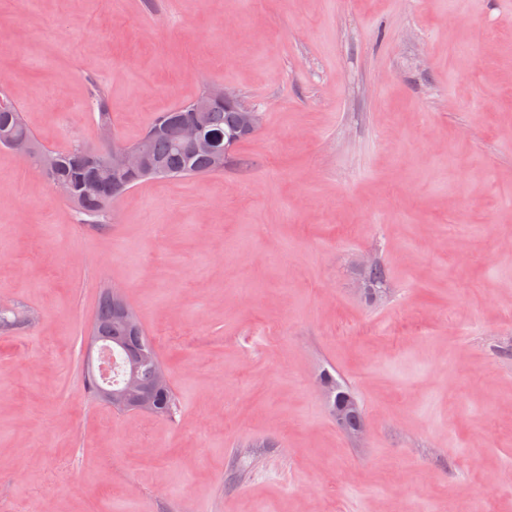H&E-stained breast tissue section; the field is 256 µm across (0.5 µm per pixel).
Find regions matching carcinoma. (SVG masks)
I'll return each mask as SVG.
<instances>
[{
	"mask_svg": "<svg viewBox=\"0 0 512 512\" xmlns=\"http://www.w3.org/2000/svg\"><path fill=\"white\" fill-rule=\"evenodd\" d=\"M89 101L97 114L98 128L112 130V117L107 104V91L102 85L90 84ZM186 103L159 113L145 132L129 146L147 144L153 172L112 174L97 151L75 145L65 152H56L44 146L29 129L21 112L12 100L0 90V147L11 148L9 139L24 140L40 156H48L54 167L48 172L51 183L69 186L71 203L78 220L102 228L112 223V203L134 186L157 178H184L204 176L224 170V164L214 162L219 155L230 160L236 145L245 140L238 129V113L224 104L213 105L202 115L203 132L213 143L214 153H198L182 146L177 138L179 121L189 114ZM94 321L112 337V342L125 343L130 336L128 320L121 312V304L107 292L102 297Z\"/></svg>",
	"mask_w": 512,
	"mask_h": 512,
	"instance_id": "cac0c4a2",
	"label": "carcinoma"
}]
</instances>
